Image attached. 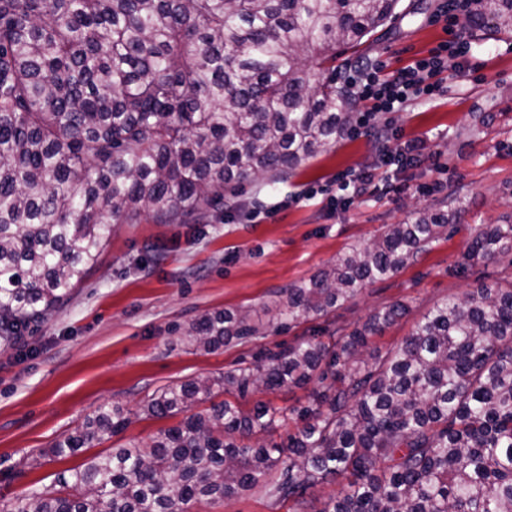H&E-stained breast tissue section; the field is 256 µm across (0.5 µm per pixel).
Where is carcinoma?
Here are the masks:
<instances>
[{
	"mask_svg": "<svg viewBox=\"0 0 512 512\" xmlns=\"http://www.w3.org/2000/svg\"><path fill=\"white\" fill-rule=\"evenodd\" d=\"M475 6L470 28L512 34V0ZM402 14L401 0H0V347L70 299L112 225L143 214L201 224L236 184L291 174L345 139L354 100L336 81V50ZM461 217L423 210L389 224L286 288L267 321L217 311L184 341L212 351L327 317ZM509 254L512 224L483 225L462 271ZM406 314L394 302L350 332L328 320L252 367L161 388L143 412L177 425L146 447L87 457L0 512H192L257 487L304 512L339 477L347 484L319 512H512V279L451 295L398 349L368 350ZM310 383L301 425L281 443H248L286 421L271 404L194 411L221 392ZM129 422L103 408L49 453L77 456Z\"/></svg>",
	"mask_w": 512,
	"mask_h": 512,
	"instance_id": "obj_1",
	"label": "carcinoma"
}]
</instances>
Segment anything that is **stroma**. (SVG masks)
Instances as JSON below:
<instances>
[{
	"label": "stroma",
	"mask_w": 512,
	"mask_h": 512,
	"mask_svg": "<svg viewBox=\"0 0 512 512\" xmlns=\"http://www.w3.org/2000/svg\"><path fill=\"white\" fill-rule=\"evenodd\" d=\"M368 52L381 76L427 56L450 35L433 23L441 0H410ZM471 44L470 72L444 70L442 93L409 102L393 118L406 138L419 140L421 156L400 166L380 161L373 135L348 137L305 162L285 179L257 178L238 186L236 210L217 206L204 224H158L149 216L115 225L97 264L71 298L32 335L0 350V504L50 485L82 463L49 450L101 407L130 413L127 427L92 447V454L146 446L177 418H155L142 408L160 388L216 377L250 365L263 349L277 350L322 327L311 317L245 344L206 352L182 339L194 319L215 311L242 310L264 317L279 293L318 274L338 255L379 237L417 211H438L460 191L466 214L418 261L383 281L363 284L335 312L346 329L375 310L400 301L407 315L371 337L370 347H399L415 322L448 295L476 290L512 275V258L461 271L475 230L512 220V40L463 29ZM370 169L376 185L392 180L395 193L368 190L344 210H332L343 171ZM440 182L438 191L421 185ZM315 198L304 199L308 189Z\"/></svg>",
	"instance_id": "35a3bbf8"
}]
</instances>
